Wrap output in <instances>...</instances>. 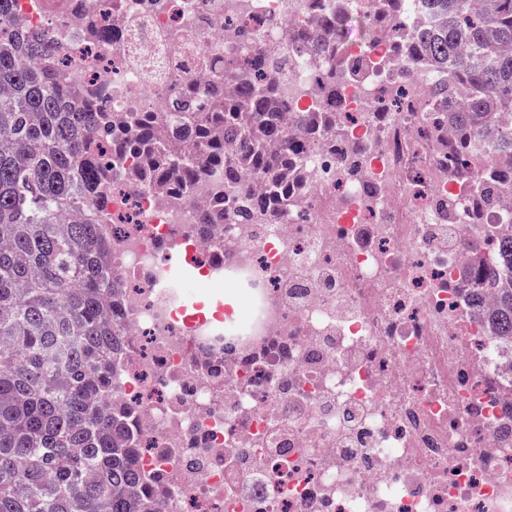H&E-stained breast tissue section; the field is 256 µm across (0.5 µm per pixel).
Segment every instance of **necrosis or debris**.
Wrapping results in <instances>:
<instances>
[{"instance_id":"obj_1","label":"necrosis or debris","mask_w":512,"mask_h":512,"mask_svg":"<svg viewBox=\"0 0 512 512\" xmlns=\"http://www.w3.org/2000/svg\"><path fill=\"white\" fill-rule=\"evenodd\" d=\"M369 0H68L47 14L63 76L104 112L171 111L206 61L271 50L284 27ZM364 78L338 79L335 147L303 150L275 219L198 231L197 202L109 186L112 273L128 327L113 402L165 512H512V336L486 335L463 279L466 240L497 246L512 204L474 220L465 181L420 136L412 46L377 30ZM325 68L296 60L289 106L322 104ZM244 288V310L188 312L162 260Z\"/></svg>"}]
</instances>
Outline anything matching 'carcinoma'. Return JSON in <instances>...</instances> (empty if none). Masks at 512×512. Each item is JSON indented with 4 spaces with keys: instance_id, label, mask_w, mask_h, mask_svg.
Returning a JSON list of instances; mask_svg holds the SVG:
<instances>
[{
    "instance_id": "carcinoma-1",
    "label": "carcinoma",
    "mask_w": 512,
    "mask_h": 512,
    "mask_svg": "<svg viewBox=\"0 0 512 512\" xmlns=\"http://www.w3.org/2000/svg\"><path fill=\"white\" fill-rule=\"evenodd\" d=\"M434 23L419 27L415 63L438 77L432 104L453 126L449 163L464 164L470 188L483 189L486 167L512 183V0H423ZM352 15L290 29L273 54L207 63L218 86L239 70L231 95L178 91L176 112H86L84 90L60 73L62 47L25 32L13 0H0V512H161L165 485L137 464L130 414L109 399L126 327L106 233L112 164L95 156L121 123L132 126L119 154L139 162L131 184L149 181L183 202L209 177L233 210L206 211L200 234L226 219L288 206L303 142L336 140L329 111L284 121L280 98L297 54L314 48L329 60L323 93L336 102V74L359 75L364 52L348 50ZM493 288L487 331L512 336V230L499 233L493 257L474 269L472 299Z\"/></svg>"
}]
</instances>
